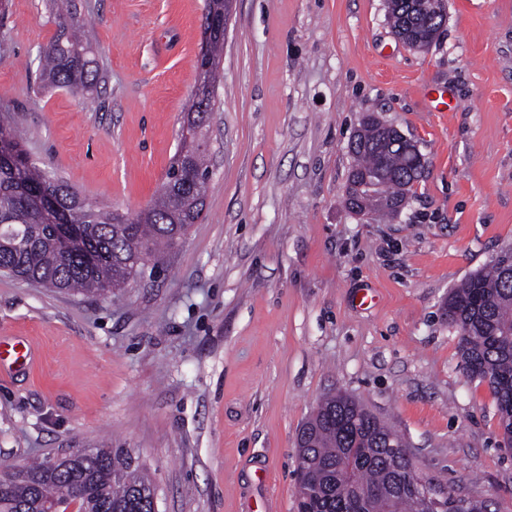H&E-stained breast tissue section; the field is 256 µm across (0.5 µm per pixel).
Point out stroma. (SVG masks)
Returning <instances> with one entry per match:
<instances>
[{
	"mask_svg": "<svg viewBox=\"0 0 512 512\" xmlns=\"http://www.w3.org/2000/svg\"><path fill=\"white\" fill-rule=\"evenodd\" d=\"M425 50L385 0H235L204 218L103 297L0 273V460L121 448L158 512H297L296 436L342 392L437 488L512 512V453L462 368L449 291L512 247V0H446ZM103 78L38 87L45 0H0V113L40 167L124 214L154 199L197 81L205 0H79ZM457 108L435 109L438 91ZM417 144L392 219L344 205L364 114ZM31 350L24 341H7L0 336V374L27 366Z\"/></svg>",
	"mask_w": 512,
	"mask_h": 512,
	"instance_id": "obj_1",
	"label": "stroma"
}]
</instances>
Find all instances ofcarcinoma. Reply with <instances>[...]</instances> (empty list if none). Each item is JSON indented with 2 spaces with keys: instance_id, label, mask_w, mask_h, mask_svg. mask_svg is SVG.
I'll use <instances>...</instances> for the list:
<instances>
[{
  "instance_id": "1",
  "label": "carcinoma",
  "mask_w": 512,
  "mask_h": 512,
  "mask_svg": "<svg viewBox=\"0 0 512 512\" xmlns=\"http://www.w3.org/2000/svg\"><path fill=\"white\" fill-rule=\"evenodd\" d=\"M211 35L198 63L202 89L188 112L214 109L224 48V5L208 4ZM396 35L409 47L427 49L447 20L445 0H386ZM54 35L42 48V82L48 88L88 92L101 81L98 56L88 41L76 0H50ZM382 122L364 117L349 175L376 174L374 195L362 199L371 214H391L389 202L406 199L421 177L422 155L411 139L396 131L383 134ZM207 129L190 126L181 135L160 195L137 215L102 208L81 196L54 173L32 162L11 135L9 116L0 114V144L14 165H0V272L46 288L82 295H107L123 288L173 249L191 224L202 217L210 178ZM77 224L84 244L95 253L61 248L54 225ZM448 325L455 329L463 369L488 384L504 434H512V276L500 263L469 275L448 295ZM310 436L301 449L299 479L307 493L298 512H423L414 491L409 462L386 450L391 429L343 393L324 398L307 422ZM0 475V512H34L39 502L57 512H152L153 483L119 448H95L77 467L53 470L42 460L6 466Z\"/></svg>"
}]
</instances>
